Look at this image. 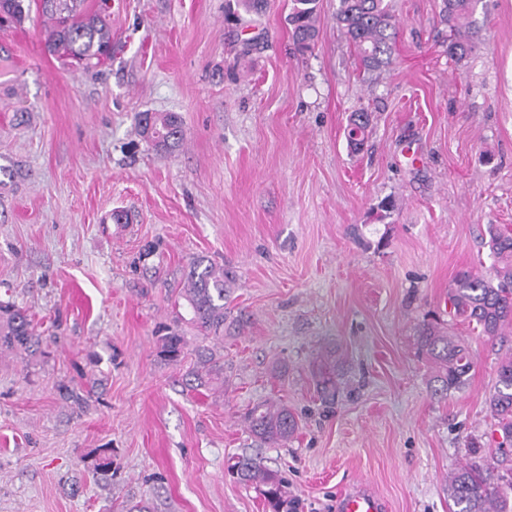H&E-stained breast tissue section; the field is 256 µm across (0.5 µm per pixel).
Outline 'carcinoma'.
<instances>
[{
	"mask_svg": "<svg viewBox=\"0 0 512 512\" xmlns=\"http://www.w3.org/2000/svg\"><path fill=\"white\" fill-rule=\"evenodd\" d=\"M85 0H0V16L20 22L36 10L53 20L47 35L49 51L64 59H72L86 69L97 67L108 57L112 32L102 12H90ZM288 24L291 36L301 52L312 50L319 38L321 0H291ZM482 0H440V15L448 25L445 53L459 63L469 54L480 29L475 15ZM336 27L356 50L364 71L382 73L393 63L396 17L392 0H336ZM152 120L151 141L160 149L180 146L184 132L180 117L173 112H154L141 118V133L147 134L144 122ZM369 123L366 112H354L348 123V145L354 152L362 145ZM493 258L490 279L469 270L458 272L448 303L454 314L475 325L481 334L496 339L512 329V229L492 226L487 242ZM232 276L216 267L204 256L193 258L187 266L184 298L191 322L206 334H224V299ZM418 344L434 368L433 392L442 397L466 387L470 380L472 359L465 344L439 323L423 325ZM45 341L33 324L27 310L12 302H0V347L16 350L35 358L45 353ZM184 337L171 331L160 339L159 356L169 363L185 357ZM197 366L194 380L200 387L210 385L223 371L216 354L206 347L196 349ZM320 392L324 399L336 396V368L325 359L319 365ZM501 437L498 449L500 463L474 460L448 475V499L453 512H512V466L499 471L509 462L512 447V351L502 356L497 367L493 391L486 400ZM246 421L250 432L265 443L288 440L297 430V421L284 404H261L253 407ZM112 471V449H97L93 472L104 476ZM230 471L241 483L260 488L269 512H294L288 501L284 478L266 467L260 458L241 456Z\"/></svg>",
	"mask_w": 512,
	"mask_h": 512,
	"instance_id": "cac0c4a2",
	"label": "carcinoma"
}]
</instances>
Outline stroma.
Masks as SVG:
<instances>
[{
	"instance_id": "stroma-1",
	"label": "stroma",
	"mask_w": 512,
	"mask_h": 512,
	"mask_svg": "<svg viewBox=\"0 0 512 512\" xmlns=\"http://www.w3.org/2000/svg\"><path fill=\"white\" fill-rule=\"evenodd\" d=\"M103 2L112 56L90 71L48 51L38 12L0 21V300L48 339L35 360L0 349V512H265L227 472L245 454L287 478L298 512H339L361 484L384 512H452L449 473L498 446L486 399L512 349L448 314L458 271L493 272L488 225L512 227V0H489L460 62L438 0H394L395 62L378 76L337 30L336 0L303 55L290 0L87 5ZM143 112L179 114L182 148L140 136ZM196 256L232 275L243 324L220 340L183 297ZM433 316L473 359L445 398L418 346ZM165 326L187 342L180 364L158 355ZM200 346L226 385L194 384ZM70 380L94 387L85 408L60 397ZM265 401L295 414L288 442L251 436L243 415ZM96 448L112 451L109 480L92 476ZM333 361L328 357L321 361L319 365V385L322 397L327 400H333L336 396V368Z\"/></svg>"
}]
</instances>
